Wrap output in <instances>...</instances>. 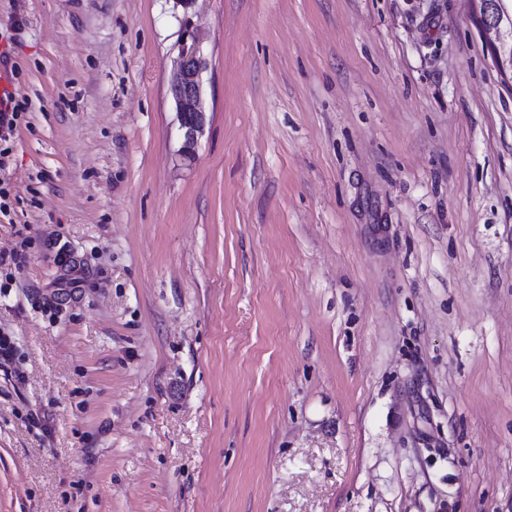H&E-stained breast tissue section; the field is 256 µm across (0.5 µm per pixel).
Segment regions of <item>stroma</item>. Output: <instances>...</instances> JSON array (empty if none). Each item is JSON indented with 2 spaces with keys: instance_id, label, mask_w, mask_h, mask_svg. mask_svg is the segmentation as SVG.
<instances>
[{
  "instance_id": "obj_1",
  "label": "stroma",
  "mask_w": 512,
  "mask_h": 512,
  "mask_svg": "<svg viewBox=\"0 0 512 512\" xmlns=\"http://www.w3.org/2000/svg\"><path fill=\"white\" fill-rule=\"evenodd\" d=\"M479 17L0 0V512H512V78ZM207 65L201 41L191 29H186L169 84V94L176 106L183 135L181 155L187 161L194 159L198 139L206 125L202 76ZM12 92V87L6 77L0 73V102L5 95ZM20 103L16 96L5 99L3 108L0 109V142H9L13 137L20 116Z\"/></svg>"
}]
</instances>
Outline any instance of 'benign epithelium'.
<instances>
[{"label":"benign epithelium","instance_id":"obj_1","mask_svg":"<svg viewBox=\"0 0 512 512\" xmlns=\"http://www.w3.org/2000/svg\"><path fill=\"white\" fill-rule=\"evenodd\" d=\"M482 24L498 34L494 55L501 72L512 75V28L502 29V0H479ZM207 59L202 43L196 34L187 29L169 84V94L176 106L180 129L183 135L181 155L192 161L198 139L206 125V110L203 103V73Z\"/></svg>","mask_w":512,"mask_h":512}]
</instances>
